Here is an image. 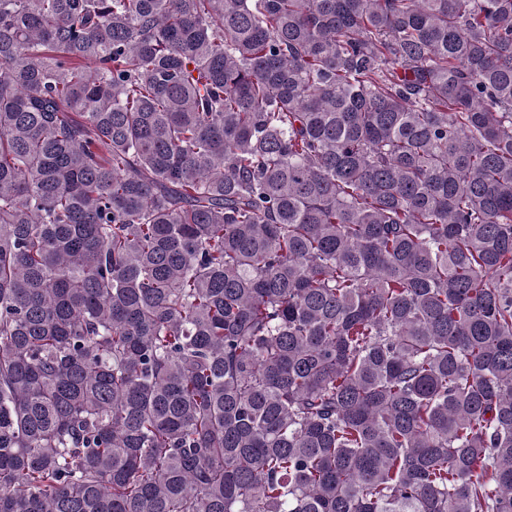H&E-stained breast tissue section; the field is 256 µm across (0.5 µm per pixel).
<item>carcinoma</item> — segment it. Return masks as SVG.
I'll return each mask as SVG.
<instances>
[{"label":"carcinoma","instance_id":"carcinoma-1","mask_svg":"<svg viewBox=\"0 0 512 512\" xmlns=\"http://www.w3.org/2000/svg\"><path fill=\"white\" fill-rule=\"evenodd\" d=\"M0 512H512V0H0Z\"/></svg>","mask_w":512,"mask_h":512}]
</instances>
